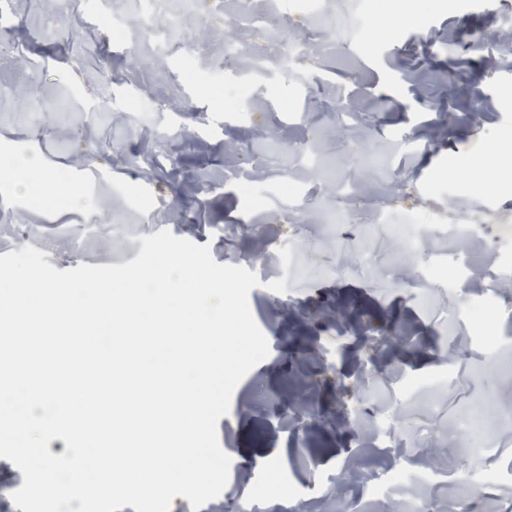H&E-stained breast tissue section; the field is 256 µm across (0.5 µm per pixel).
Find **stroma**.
Segmentation results:
<instances>
[{"instance_id": "35a3bbf8", "label": "stroma", "mask_w": 512, "mask_h": 512, "mask_svg": "<svg viewBox=\"0 0 512 512\" xmlns=\"http://www.w3.org/2000/svg\"><path fill=\"white\" fill-rule=\"evenodd\" d=\"M65 28L49 21L44 0L0 6V157L43 154L47 174H66L77 200L32 207L13 194L15 178L0 171V225H35L57 270L121 265L135 259L141 237L166 229L210 245L220 264L246 267L261 285L249 295L269 356L237 386L218 437L231 458L224 503L240 512H400L398 498L371 495L370 476L387 480L386 465L412 491L422 471L449 475L428 490L423 512H512V429L502 428L491 452L477 434L448 441V425L491 399L512 413V363L471 345L445 343L448 317L498 299L503 271L493 235L465 249L439 238L408 255L388 225L367 212L389 199L394 184L420 205L501 210L512 189V0H378L355 29L333 39L319 23H286L264 0H223V25L191 19L180 49L149 39L140 20L117 0L116 16L131 38L101 29L91 0H75ZM496 32L484 49L472 31ZM235 38L240 56L224 59ZM301 43L308 66L244 70L289 40ZM197 68L181 81L185 57ZM221 79L241 109L228 111L211 83ZM354 106L353 129L338 130L339 102ZM404 131L422 140L405 171L385 163ZM318 155L295 169L293 155ZM494 151L501 172L487 182L468 159ZM294 173L312 208L285 223L277 184ZM357 185L358 214L345 240L327 236L323 209L336 207L339 177ZM135 224L138 237L116 232ZM305 244L307 278L268 272L277 248ZM462 268L458 288L441 278L424 290L412 272ZM286 278L275 293L267 282ZM451 384L446 397L419 396L421 385ZM429 429L433 444L415 460L387 455L406 429ZM499 479L469 493L489 473ZM287 478L286 487L274 482Z\"/></svg>"}]
</instances>
